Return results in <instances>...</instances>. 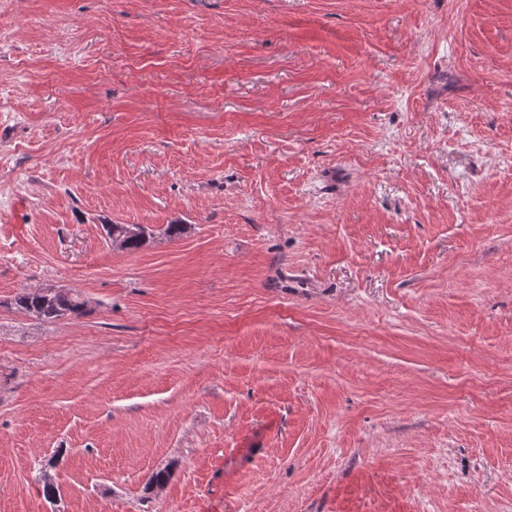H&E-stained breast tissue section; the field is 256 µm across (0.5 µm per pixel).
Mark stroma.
Returning <instances> with one entry per match:
<instances>
[{"label": "stroma", "instance_id": "35a3bbf8", "mask_svg": "<svg viewBox=\"0 0 512 512\" xmlns=\"http://www.w3.org/2000/svg\"><path fill=\"white\" fill-rule=\"evenodd\" d=\"M0 512H512V0H0ZM123 224H107L105 225L108 238L114 234L120 233ZM147 229L141 224H124L123 234L120 237L113 236L110 244L114 248L124 249L125 242L129 238H141L147 236ZM16 304L27 313L43 309L42 319H54L64 315L79 316L83 313L84 303L78 296H60L53 303L44 305L38 292H23L16 298Z\"/></svg>", "mask_w": 512, "mask_h": 512}]
</instances>
